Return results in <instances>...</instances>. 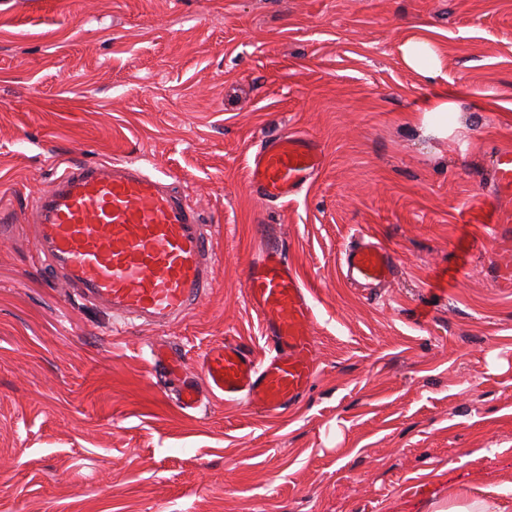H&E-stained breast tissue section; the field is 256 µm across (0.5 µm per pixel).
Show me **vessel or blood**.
Returning a JSON list of instances; mask_svg holds the SVG:
<instances>
[{
    "instance_id": "vessel-or-blood-1",
    "label": "vessel or blood",
    "mask_w": 512,
    "mask_h": 512,
    "mask_svg": "<svg viewBox=\"0 0 512 512\" xmlns=\"http://www.w3.org/2000/svg\"><path fill=\"white\" fill-rule=\"evenodd\" d=\"M324 162L323 147L310 137L287 133L262 140L249 158L250 188L263 201L287 202ZM494 180L499 195H512L511 152L497 156ZM470 219L507 228L512 207L474 211ZM28 221L35 249L58 282L107 311L117 327H170L215 281L211 225L162 179L129 163L68 164L36 192ZM340 269L351 287L364 291L385 287L396 274L391 251L364 235L344 251ZM244 288L269 347L264 358L227 340L205 352L196 377L186 375L173 352L153 355L154 365L180 372L176 401L183 412L224 402L270 416L301 403L316 379L313 294L281 248L259 251Z\"/></svg>"
}]
</instances>
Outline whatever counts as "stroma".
I'll use <instances>...</instances> for the list:
<instances>
[{
	"mask_svg": "<svg viewBox=\"0 0 512 512\" xmlns=\"http://www.w3.org/2000/svg\"><path fill=\"white\" fill-rule=\"evenodd\" d=\"M415 35L431 75L402 58ZM286 132L325 165L268 203L247 161ZM501 151L512 0H0V512H445L456 485L512 512V230L463 219L497 204ZM105 159L215 227L216 282L171 327L113 329L33 249V192ZM362 234L393 252L387 288L341 276ZM274 242L313 291L314 385L278 417L185 415L151 345L262 355L244 279Z\"/></svg>",
	"mask_w": 512,
	"mask_h": 512,
	"instance_id": "stroma-1",
	"label": "stroma"
}]
</instances>
